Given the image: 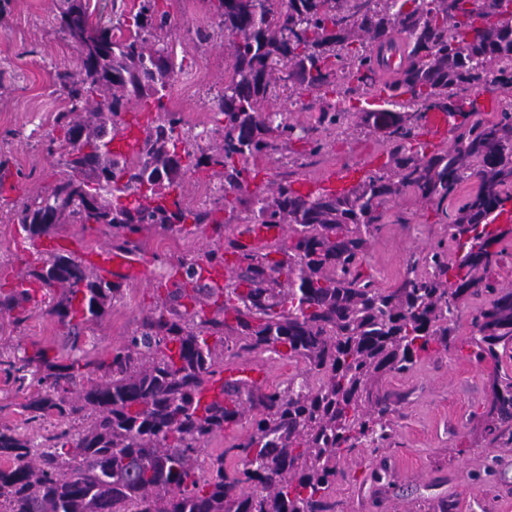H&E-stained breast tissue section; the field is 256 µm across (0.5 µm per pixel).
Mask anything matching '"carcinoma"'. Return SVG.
<instances>
[{"mask_svg": "<svg viewBox=\"0 0 512 512\" xmlns=\"http://www.w3.org/2000/svg\"><path fill=\"white\" fill-rule=\"evenodd\" d=\"M500 2L215 0L234 62L210 153L166 107L182 64L164 45L158 0H138L110 25L64 0L60 27L79 64L59 75L68 108L54 116L63 137L50 138L48 152L66 157L70 173L15 212L36 258L0 286V313L20 326L43 310L76 342L123 297L72 254L39 248L59 224H103L112 242L141 249L144 231L190 223L211 229L213 247L171 264L155 305L102 356L65 361L39 347L5 362L18 390L40 387L22 405L25 424L51 430L38 443L0 428V512H335L341 461L391 437L382 379L448 351L461 305L483 294L491 299L471 318L473 356L493 365L481 436L512 441V367L503 365L512 359V289L487 281L512 237L491 224L512 202V111L454 122L446 150L423 140L425 114L448 112L461 87L512 85V10ZM391 51L400 52L398 76L382 83ZM283 87L341 103L321 110L315 134L297 136L277 109ZM383 94L397 111L359 110L360 124L386 130L392 144L379 171L339 192L304 193L285 177L250 190L259 161L294 140L320 153L316 132L348 125L347 98ZM132 99L148 106L145 122L125 119ZM118 138L133 140L129 150L100 152ZM202 166L221 182L219 210L184 201L188 171ZM468 180L475 190L448 213ZM407 191L435 206L455 252L430 248L384 288L362 266L390 203ZM242 205L256 224L285 225L287 242L228 261L233 228L216 213ZM258 352L304 370L265 389L224 383L225 363ZM215 384L219 393L204 399ZM243 421L251 431L202 470L209 442ZM229 457L240 463L232 472Z\"/></svg>", "mask_w": 512, "mask_h": 512, "instance_id": "cac0c4a2", "label": "carcinoma"}]
</instances>
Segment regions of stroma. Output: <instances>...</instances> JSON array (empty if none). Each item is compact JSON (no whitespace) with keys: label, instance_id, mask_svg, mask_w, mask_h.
Instances as JSON below:
<instances>
[{"label":"stroma","instance_id":"stroma-1","mask_svg":"<svg viewBox=\"0 0 512 512\" xmlns=\"http://www.w3.org/2000/svg\"><path fill=\"white\" fill-rule=\"evenodd\" d=\"M159 6L170 16L166 43L181 59L184 73L202 69L207 74L182 116L193 130L217 128L214 106L233 58L211 0H159ZM199 27L208 30V40L196 38ZM76 61L60 31L59 0H0V278H15L34 260L12 221L15 210L48 195L66 173L63 158L49 155L45 141L54 114L66 106L55 78ZM327 141L316 157L290 144L276 155L274 173L291 172L312 189L332 188L345 169L357 168L364 176L387 160L384 134L361 126L355 117ZM444 234L431 205L403 193L372 240L363 272L378 285L390 286ZM53 236L76 256L112 243L111 229L99 224H61ZM144 238V250L152 257L145 278L126 281L124 297L103 318L84 325L77 345H70L48 315L34 313L16 328L2 313L0 357L39 346L66 357L76 349L96 357L119 346L152 306L154 285L169 264L202 254L212 243L209 232L200 229L188 234L152 230ZM487 301L482 295L461 307L447 353L384 380L383 391L404 398L392 417L393 436L383 447L354 449L341 462L333 488L336 512H439L444 499L453 503V512H512V442L491 443L479 433L491 367L472 357L471 317Z\"/></svg>","mask_w":512,"mask_h":512}]
</instances>
